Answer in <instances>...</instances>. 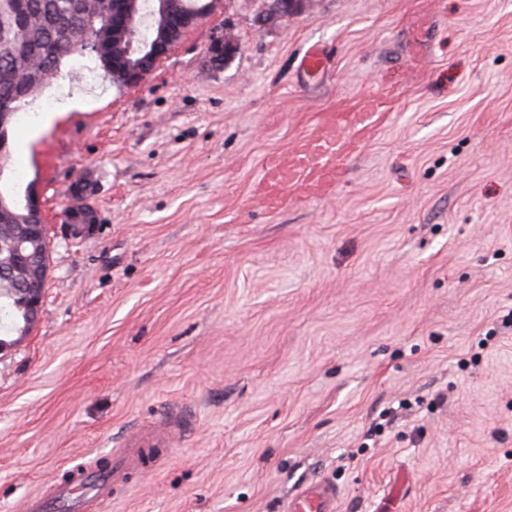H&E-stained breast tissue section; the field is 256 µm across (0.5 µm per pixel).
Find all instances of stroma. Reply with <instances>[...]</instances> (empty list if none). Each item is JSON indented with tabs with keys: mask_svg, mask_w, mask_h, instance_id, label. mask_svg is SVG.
Listing matches in <instances>:
<instances>
[{
	"mask_svg": "<svg viewBox=\"0 0 512 512\" xmlns=\"http://www.w3.org/2000/svg\"><path fill=\"white\" fill-rule=\"evenodd\" d=\"M264 8L223 0L132 87L73 56L9 126L0 187L34 186L52 255L0 356V512L163 420L93 512H283L320 478L337 512H512V0ZM388 89L333 193L253 203L259 158ZM81 174L101 222L73 240ZM239 49V40L234 31L228 27L224 34L215 37L209 44L207 52L209 59L218 64L226 60Z\"/></svg>",
	"mask_w": 512,
	"mask_h": 512,
	"instance_id": "1",
	"label": "stroma"
}]
</instances>
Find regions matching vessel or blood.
I'll use <instances>...</instances> for the list:
<instances>
[{
	"label": "vessel or blood",
	"mask_w": 512,
	"mask_h": 512,
	"mask_svg": "<svg viewBox=\"0 0 512 512\" xmlns=\"http://www.w3.org/2000/svg\"><path fill=\"white\" fill-rule=\"evenodd\" d=\"M387 103L384 93L344 97L334 111L315 114V135L299 138L289 150L260 159L261 179L255 202L263 208L275 209L288 198L303 199L334 185L356 141L377 128ZM116 477L113 471L102 475L85 472L74 482L29 500L27 512H78L87 490H94L96 498H107ZM337 502L335 485L319 479L293 496L287 512H336Z\"/></svg>",
	"instance_id": "b4317fda"
}]
</instances>
